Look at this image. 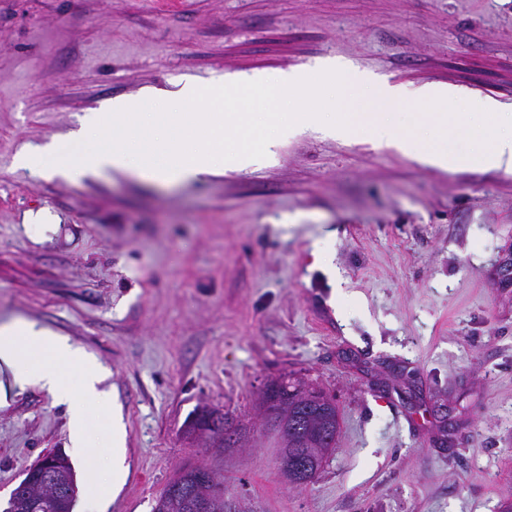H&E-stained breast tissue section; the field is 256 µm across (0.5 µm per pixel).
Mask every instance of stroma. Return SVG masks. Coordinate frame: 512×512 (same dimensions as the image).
<instances>
[{
	"label": "stroma",
	"mask_w": 512,
	"mask_h": 512,
	"mask_svg": "<svg viewBox=\"0 0 512 512\" xmlns=\"http://www.w3.org/2000/svg\"><path fill=\"white\" fill-rule=\"evenodd\" d=\"M333 60L405 92L512 107V0H0V322L22 318L109 372L125 470L107 512H152L180 468L231 512H505L512 505V173L425 167L362 132L284 133L245 169L161 183L16 166L145 88ZM315 384L336 448L292 487L265 383ZM242 426L189 440L201 407ZM33 383L0 405V502L69 448ZM189 438L205 435L213 446L233 447L237 443V428L224 419V429L220 428L219 421L211 423V430H204L197 424V416L190 422L188 429L184 430Z\"/></svg>",
	"instance_id": "1"
}]
</instances>
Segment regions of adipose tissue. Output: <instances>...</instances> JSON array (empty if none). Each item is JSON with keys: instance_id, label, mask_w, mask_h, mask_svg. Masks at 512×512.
<instances>
[{"instance_id": "ef3b65f1", "label": "adipose tissue", "mask_w": 512, "mask_h": 512, "mask_svg": "<svg viewBox=\"0 0 512 512\" xmlns=\"http://www.w3.org/2000/svg\"><path fill=\"white\" fill-rule=\"evenodd\" d=\"M0 366L9 371L15 387L38 383L57 402L68 404L71 443L77 450L81 473V508L83 512H106L107 497L99 465L89 454L87 429L90 408L111 407L109 392L100 388L102 370L66 337L25 320L0 324ZM66 368L76 373L77 386H70L63 378Z\"/></svg>"}]
</instances>
